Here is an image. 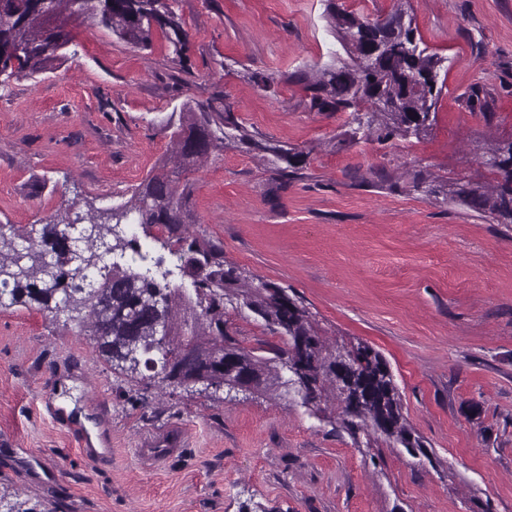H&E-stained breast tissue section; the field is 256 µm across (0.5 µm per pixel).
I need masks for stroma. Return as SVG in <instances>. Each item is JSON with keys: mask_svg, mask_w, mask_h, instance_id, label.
I'll use <instances>...</instances> for the list:
<instances>
[{"mask_svg": "<svg viewBox=\"0 0 512 512\" xmlns=\"http://www.w3.org/2000/svg\"><path fill=\"white\" fill-rule=\"evenodd\" d=\"M411 6L448 59L436 122L353 146L343 113L310 110L289 79L336 60L328 0H176L182 60L161 32L142 49L72 20L62 67L0 83V224L126 203L171 151V112L225 96L307 161L286 181L243 146L212 151L187 232L301 297L327 342L381 351L430 462L376 434L357 445L337 407L292 394L223 403L128 381L74 324L17 303L0 307V493L33 512H512V226L408 187L416 170L489 181L478 154L512 138V0ZM477 84L492 121L467 105ZM226 320L245 348L279 341L249 311ZM50 391L99 429L103 456L48 415Z\"/></svg>", "mask_w": 512, "mask_h": 512, "instance_id": "stroma-1", "label": "stroma"}]
</instances>
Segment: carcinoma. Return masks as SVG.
Segmentation results:
<instances>
[{
  "instance_id": "cac0c4a2",
  "label": "carcinoma",
  "mask_w": 512,
  "mask_h": 512,
  "mask_svg": "<svg viewBox=\"0 0 512 512\" xmlns=\"http://www.w3.org/2000/svg\"><path fill=\"white\" fill-rule=\"evenodd\" d=\"M176 0H48L40 9L31 0H0V76L33 77L62 64L73 43L69 20L90 19L118 39L136 46L151 43L159 29L181 58L188 34L176 13ZM396 9L384 19L360 18L328 5L336 38L350 62L314 73L299 71L294 81L303 85L310 109L343 112L344 136L352 144L387 142L393 138H421L436 122L442 88L441 72L448 58L429 49L413 27L405 9L410 0H396ZM471 111L489 122L488 92L471 88ZM172 153L166 163L134 188L131 199L112 210V222L94 212L67 216L41 228L9 226L5 237L0 225V276L12 280L10 304L30 302L77 323L93 337L103 359L116 373L136 380L148 367L157 342L156 330L165 329L167 351L187 352L192 360L184 377L197 385L196 394L225 400L224 373L219 364L229 361L265 394L294 383L301 404L322 411L321 403L340 407L339 420L352 438L372 430L414 457L431 460L420 437L403 412L399 389L388 361L372 345H329L322 339L307 308L296 295L276 284L254 283L238 269L224 264V251L183 232L192 220L189 175L212 150L240 143L268 160L282 178H293L307 153L285 142L245 133L234 111L219 97L182 104L180 115L167 120ZM479 163L491 182L456 181L445 192L448 202L512 224V140H490ZM412 190L431 196L435 184L421 172L411 177ZM134 221L143 231L156 227L177 258L174 268L158 273L152 267L135 269L127 250L143 262L137 241L119 231ZM83 223L82 261L61 258L66 245L60 234L69 224ZM190 280L191 293L171 284L174 271ZM79 284L68 289L65 280ZM246 309L261 318L283 340L270 347L271 356H258L241 346L226 330V307Z\"/></svg>"
}]
</instances>
